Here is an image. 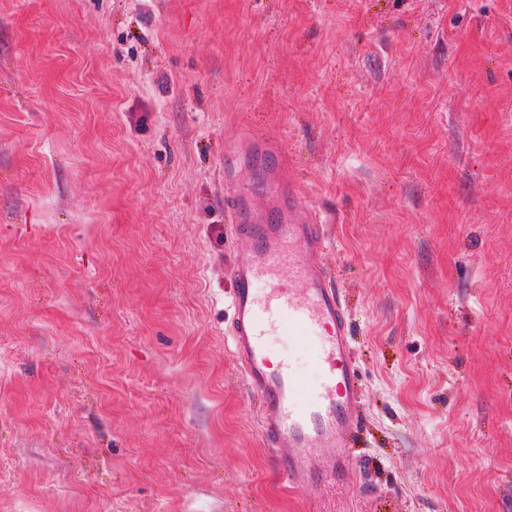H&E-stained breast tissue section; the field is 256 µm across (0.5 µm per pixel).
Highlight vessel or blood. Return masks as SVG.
Masks as SVG:
<instances>
[{
    "label": "vessel or blood",
    "mask_w": 512,
    "mask_h": 512,
    "mask_svg": "<svg viewBox=\"0 0 512 512\" xmlns=\"http://www.w3.org/2000/svg\"><path fill=\"white\" fill-rule=\"evenodd\" d=\"M255 191L271 193V221L253 213ZM224 214L251 244L230 269L228 336L258 397L259 434L288 483L315 494L322 479L345 476L361 429L358 365L346 307L323 260L324 226L304 216L298 189L275 167L265 183L225 195ZM275 334L311 339L312 376L297 372L292 355H274Z\"/></svg>",
    "instance_id": "obj_1"
}]
</instances>
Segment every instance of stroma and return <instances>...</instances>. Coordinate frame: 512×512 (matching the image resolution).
Wrapping results in <instances>:
<instances>
[{"label":"stroma","instance_id":"obj_1","mask_svg":"<svg viewBox=\"0 0 512 512\" xmlns=\"http://www.w3.org/2000/svg\"><path fill=\"white\" fill-rule=\"evenodd\" d=\"M228 142L347 306L316 495L225 335ZM0 512H512V0H0Z\"/></svg>","mask_w":512,"mask_h":512}]
</instances>
